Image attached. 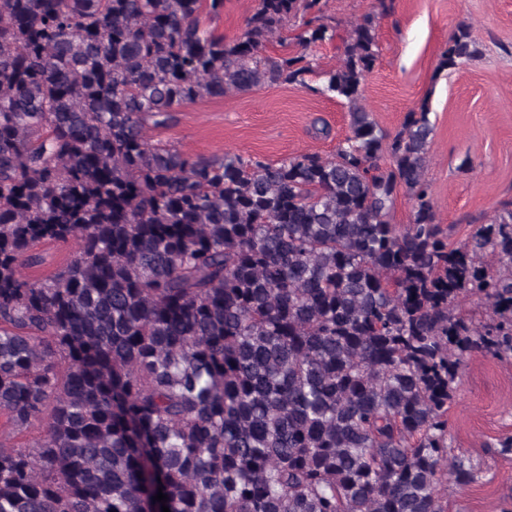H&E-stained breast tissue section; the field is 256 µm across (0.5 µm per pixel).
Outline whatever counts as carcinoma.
Wrapping results in <instances>:
<instances>
[{
	"label": "carcinoma",
	"instance_id": "1",
	"mask_svg": "<svg viewBox=\"0 0 512 512\" xmlns=\"http://www.w3.org/2000/svg\"><path fill=\"white\" fill-rule=\"evenodd\" d=\"M377 2L315 88L350 134L273 164L145 130L308 87L306 50L337 37L322 0H258L231 41L203 21L224 0H0V419L40 425L0 437V512H447L444 486L479 480L448 404L471 354L512 357V206L448 244L426 105L391 136L361 103ZM290 24L300 51L265 55ZM478 53L462 25L439 67ZM467 295L488 319L455 312ZM75 251L73 241L62 243H41L34 248V253L40 256V264L26 270L27 273L36 278L45 277L54 273L60 267L66 265Z\"/></svg>",
	"mask_w": 512,
	"mask_h": 512
}]
</instances>
